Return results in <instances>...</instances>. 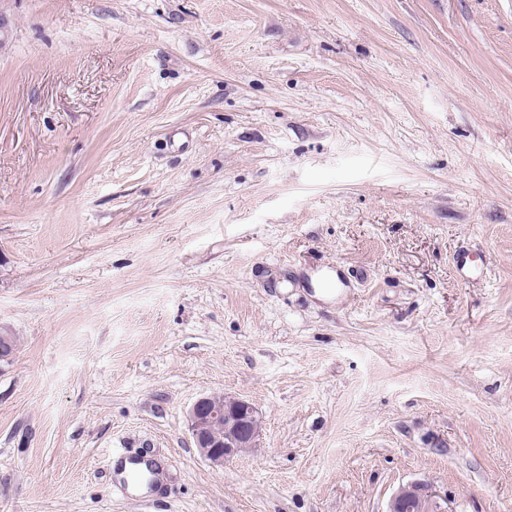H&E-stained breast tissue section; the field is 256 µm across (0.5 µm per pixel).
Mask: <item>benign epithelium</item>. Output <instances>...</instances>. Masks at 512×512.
<instances>
[{"label": "benign epithelium", "instance_id": "1", "mask_svg": "<svg viewBox=\"0 0 512 512\" xmlns=\"http://www.w3.org/2000/svg\"><path fill=\"white\" fill-rule=\"evenodd\" d=\"M260 416L250 402L231 397L198 399L188 412V430L200 454L215 467L234 455L258 446ZM447 512L429 485L413 483L400 488L388 512Z\"/></svg>", "mask_w": 512, "mask_h": 512}]
</instances>
